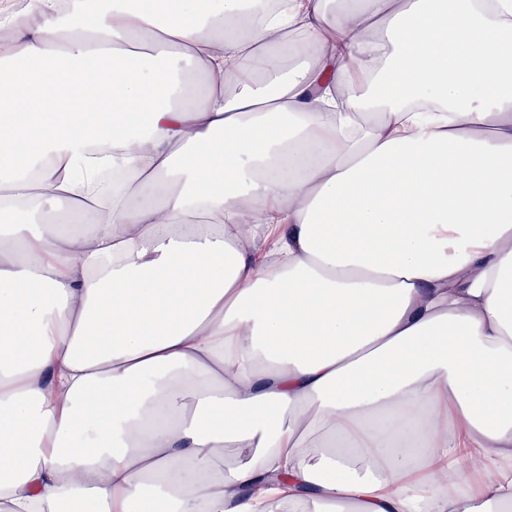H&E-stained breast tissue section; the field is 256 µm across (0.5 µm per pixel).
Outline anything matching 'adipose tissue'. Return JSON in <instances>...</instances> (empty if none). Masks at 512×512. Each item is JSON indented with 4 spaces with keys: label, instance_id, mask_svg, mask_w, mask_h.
I'll use <instances>...</instances> for the list:
<instances>
[{
    "label": "adipose tissue",
    "instance_id": "ef3b65f1",
    "mask_svg": "<svg viewBox=\"0 0 512 512\" xmlns=\"http://www.w3.org/2000/svg\"><path fill=\"white\" fill-rule=\"evenodd\" d=\"M264 3L12 27L0 512H512V0Z\"/></svg>",
    "mask_w": 512,
    "mask_h": 512
}]
</instances>
